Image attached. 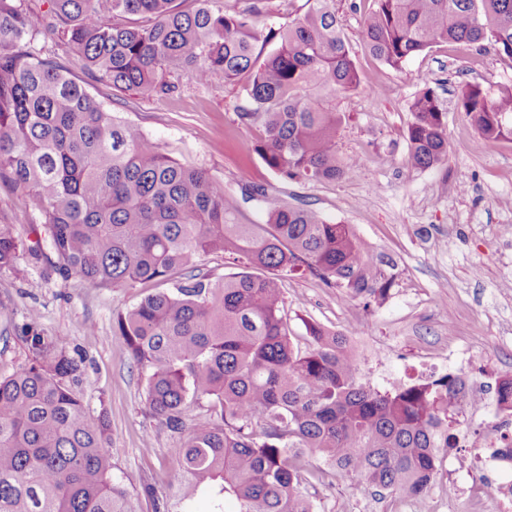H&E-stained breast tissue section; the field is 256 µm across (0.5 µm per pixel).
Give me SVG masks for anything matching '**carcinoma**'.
<instances>
[{
	"label": "carcinoma",
	"instance_id": "obj_1",
	"mask_svg": "<svg viewBox=\"0 0 512 512\" xmlns=\"http://www.w3.org/2000/svg\"><path fill=\"white\" fill-rule=\"evenodd\" d=\"M0 0V180L30 188L59 271L95 288L175 282L121 314L114 327L147 370L151 412L181 435L176 512L200 489L213 510L315 512L303 460L321 472L409 497L425 512L441 460L459 455L461 380L446 373L381 391L360 381L346 335L305 324L300 346L284 320L282 277L311 276L379 306L395 264L374 257L350 224L273 200L263 185L238 194L202 168L174 161L110 112L43 50L60 37L89 74L115 89L172 96L175 80L242 85L237 113L254 149L284 181L346 179L358 161L340 153L336 96L361 77L334 6L306 0L288 21L260 28L267 0L220 9L212 0ZM363 21L368 52L393 69L441 42L493 48L512 61V0H374ZM461 106L485 145L512 139V87L467 84ZM408 165L448 155L444 113L430 90L416 97ZM250 202L264 224L241 222ZM24 246L0 223V269ZM222 253L237 271L213 280L197 259ZM31 360L0 378V512H141L114 482L104 415L75 387L79 365L39 334ZM512 411V378L497 385ZM208 402L213 419L187 425Z\"/></svg>",
	"mask_w": 512,
	"mask_h": 512
}]
</instances>
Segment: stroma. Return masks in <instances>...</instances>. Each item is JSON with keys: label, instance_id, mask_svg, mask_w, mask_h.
<instances>
[{"label": "stroma", "instance_id": "stroma-1", "mask_svg": "<svg viewBox=\"0 0 512 512\" xmlns=\"http://www.w3.org/2000/svg\"><path fill=\"white\" fill-rule=\"evenodd\" d=\"M373 0H336L360 87L336 99L345 120L342 154L361 156L357 173L340 181H283L253 150L254 134L240 125L238 86L214 77L204 85L180 79L178 95L146 97L89 79L82 55L58 43L72 79L87 84L114 115L138 126L165 153L187 167L206 169L226 192L262 183L274 198L312 208L333 223L353 225L374 252L397 262L396 284L378 307L311 277H285L284 315L295 335L317 322L350 333L363 382L381 389L430 375L470 372L480 383L484 431L502 418L496 384L512 377V140L478 141L459 102L462 86L496 81L512 85V62L486 51L472 64L471 46L439 43L401 69L374 59L361 38ZM433 90L445 116L448 158L414 170L407 164L410 105ZM14 224L26 243L16 268L0 270V377L28 360L26 336L57 339L80 361L78 393L91 415H105L112 475L142 512L177 491L178 465L170 454L180 439L146 402V374L114 334L119 312L153 285L91 288L52 267L38 229L33 192L0 181V220ZM503 463L489 461L473 477L454 458L443 461L427 493L428 512H494L491 493ZM317 512H417L412 499L387 491L351 490L328 476L306 487Z\"/></svg>", "mask_w": 512, "mask_h": 512}]
</instances>
